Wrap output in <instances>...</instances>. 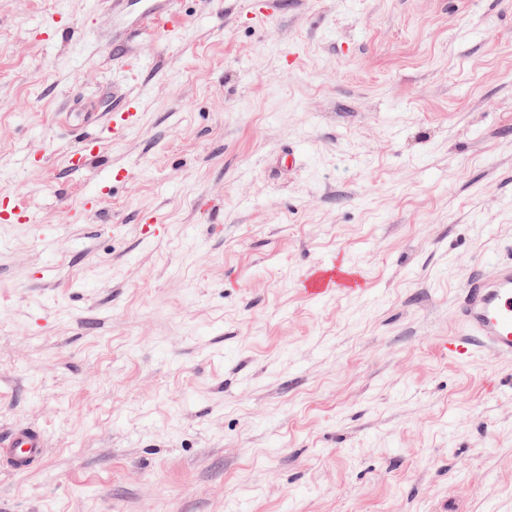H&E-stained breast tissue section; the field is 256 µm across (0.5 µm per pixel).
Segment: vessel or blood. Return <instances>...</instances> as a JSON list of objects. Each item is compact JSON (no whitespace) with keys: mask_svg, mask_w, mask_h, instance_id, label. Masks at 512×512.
I'll return each instance as SVG.
<instances>
[{"mask_svg":"<svg viewBox=\"0 0 512 512\" xmlns=\"http://www.w3.org/2000/svg\"><path fill=\"white\" fill-rule=\"evenodd\" d=\"M171 0H155L141 21L150 23L157 34L169 31L165 18ZM352 276L340 268L320 267L304 284L309 295L330 293L333 286L352 285ZM454 317L461 332L448 341V354L465 356L485 349L512 359V260L498 263L493 277L472 274L455 301ZM47 441L38 428H13L0 433V465L11 472L27 471L46 454Z\"/></svg>","mask_w":512,"mask_h":512,"instance_id":"vessel-or-blood-1","label":"vessel or blood"}]
</instances>
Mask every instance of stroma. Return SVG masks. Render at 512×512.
Segmentation results:
<instances>
[{"instance_id": "obj_1", "label": "stroma", "mask_w": 512, "mask_h": 512, "mask_svg": "<svg viewBox=\"0 0 512 512\" xmlns=\"http://www.w3.org/2000/svg\"><path fill=\"white\" fill-rule=\"evenodd\" d=\"M224 2L0 0V512H512V360L445 349L512 257V0ZM156 3L153 4L151 9L142 13L137 21L149 22L155 32L159 35H166L168 33L169 25L164 21L165 17L170 13L167 9L168 4L175 2L176 0H153ZM136 101L134 98H127L120 121L112 122V138L117 140L122 138L127 132L137 126L139 122V112L132 104ZM99 154L98 141H80L71 151V161L77 169L87 168ZM352 283V276L338 267H319L314 270L303 288L306 294L316 296L332 292V287L336 284L350 286ZM47 441L38 428H14L0 433V464L11 472L27 471L46 455Z\"/></svg>"}]
</instances>
